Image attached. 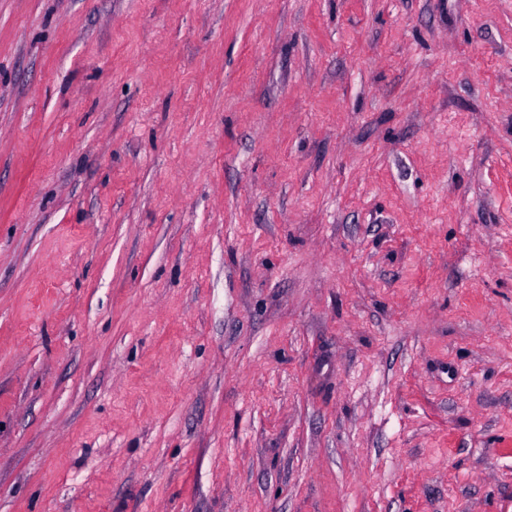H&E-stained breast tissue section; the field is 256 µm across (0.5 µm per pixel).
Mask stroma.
<instances>
[{
	"label": "stroma",
	"mask_w": 512,
	"mask_h": 512,
	"mask_svg": "<svg viewBox=\"0 0 512 512\" xmlns=\"http://www.w3.org/2000/svg\"><path fill=\"white\" fill-rule=\"evenodd\" d=\"M0 512H512V0H0Z\"/></svg>",
	"instance_id": "35a3bbf8"
}]
</instances>
